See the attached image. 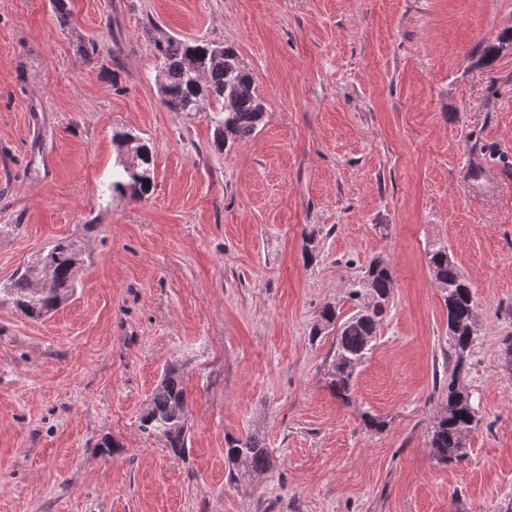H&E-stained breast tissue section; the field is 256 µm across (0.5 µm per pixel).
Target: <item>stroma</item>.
I'll return each instance as SVG.
<instances>
[{"label": "stroma", "instance_id": "35a3bbf8", "mask_svg": "<svg viewBox=\"0 0 512 512\" xmlns=\"http://www.w3.org/2000/svg\"><path fill=\"white\" fill-rule=\"evenodd\" d=\"M68 9L0 0V280L57 239L87 256L52 316L0 303V512H512V48L481 56L512 0ZM168 37L236 51L265 106L253 136L217 147L211 110L163 104ZM118 128L152 148L144 198L106 190ZM439 244L478 302L479 426L448 465L428 444L448 397ZM375 259L391 310L345 402L325 383L336 332L310 331L324 304L353 314ZM169 366L181 456L139 428ZM248 432L272 466L229 480L224 439Z\"/></svg>", "mask_w": 512, "mask_h": 512}]
</instances>
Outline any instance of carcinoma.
<instances>
[{"label": "carcinoma", "mask_w": 512, "mask_h": 512, "mask_svg": "<svg viewBox=\"0 0 512 512\" xmlns=\"http://www.w3.org/2000/svg\"><path fill=\"white\" fill-rule=\"evenodd\" d=\"M155 49L161 92L168 108L175 112H196L205 104L213 105L216 142L221 147L231 139L246 138L256 131L265 107L254 91L252 76L232 47L169 37L156 41ZM134 138L128 131H112L117 157L108 190L141 198L153 188L152 154L144 142L135 144L139 167L135 171L130 169L124 154ZM85 260L86 252L82 251L80 241L57 240L0 282V301L10 302L28 318L39 320L71 297ZM429 267L448 306L449 329L448 362L444 369L448 375V404L431 427L429 446L439 462L448 464L463 460L464 438L478 425L471 396L460 387L466 357L478 339L477 302L470 283L448 254L447 247L429 251ZM46 273L54 279V287L38 292L35 280ZM392 286L391 269L380 260L370 263L363 275L348 287L347 297L354 302L356 312L340 322L336 307L326 304L311 330L310 341L314 343L324 330L338 324L327 369V387L344 401L350 399L356 371L370 357L373 338L390 311ZM185 405L182 375L170 367L151 392L149 408L140 419L142 432L164 437L178 456L185 453L187 445ZM224 457L231 465L232 479L240 470L261 473L271 466L269 450L255 433L227 438Z\"/></svg>", "instance_id": "1"}]
</instances>
